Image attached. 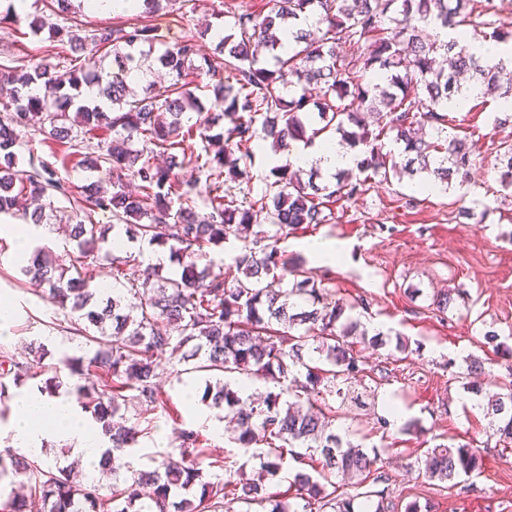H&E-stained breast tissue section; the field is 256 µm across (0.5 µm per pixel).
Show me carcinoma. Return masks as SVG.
<instances>
[{
	"instance_id": "obj_1",
	"label": "carcinoma",
	"mask_w": 512,
	"mask_h": 512,
	"mask_svg": "<svg viewBox=\"0 0 512 512\" xmlns=\"http://www.w3.org/2000/svg\"><path fill=\"white\" fill-rule=\"evenodd\" d=\"M270 14L259 19L240 14L230 33L218 36L219 57L195 64L197 38L206 28L174 41L151 25L104 26L87 33L41 20L38 34L66 42L74 55L87 45L112 49L117 70L102 73L93 59L80 66L51 69L43 65L13 71L3 79L6 96L0 108V216L20 217L42 225L45 209L65 199L78 206L81 220L67 227L77 253L69 265L59 263L45 247L34 250L21 272L48 288L47 299L64 313L71 333L94 344L90 356L61 354L82 411L101 425L112 442L99 467L122 476L107 490L76 481L72 470L42 467L11 447L0 449V477L10 474L29 494L9 495L0 512H224L226 505L268 503L270 512H390L388 488L364 493L378 498L375 508L356 504L359 495L339 494L333 477L342 474L362 485L385 483L379 455L345 440L331 429L336 407L329 400L343 394V385L360 377V347L380 346L366 338L358 320L345 315L355 305L334 298L331 289L288 263L283 243L298 229L324 224L327 205L350 200L366 191L369 179L401 173H426L433 182L467 181L477 155L474 141L448 136V99L462 94L459 77L467 74L490 93L512 101V66L471 53L457 41L424 38V29L439 25L459 29L473 43L505 42L495 21L486 18L478 0H272ZM309 15L316 28L301 29L293 42L280 37L285 22ZM367 52L356 58L343 47L360 41ZM167 43L157 57L174 82L163 91L148 86L139 98L129 82L141 72L144 48ZM95 85L105 105H74L83 88ZM320 95L311 101L305 89ZM212 89L222 111L207 110L196 95ZM73 94L57 100L61 90ZM366 107L354 111V103ZM75 112H69L71 106ZM194 113V123L185 120ZM42 117L44 139L68 145L74 152L96 144L89 168L112 169V183L76 185L58 175L56 162L28 150L15 151L17 128L30 116ZM234 117L224 127V117ZM340 135L365 157L354 170L317 185L300 178L288 165L270 172L273 181L256 194L247 190L238 200L226 193L227 181H250L256 149L275 153L309 143L327 132ZM403 144V160L383 152V139ZM139 148L134 149L132 145ZM169 153V164L152 162L155 151ZM497 181L512 187V143L497 146ZM208 191L198 190L199 175ZM139 182L142 194L126 191L125 181ZM35 205L29 209V205ZM206 212L200 213L198 207ZM266 213L269 228L252 230L257 214ZM116 220L104 224L97 217ZM134 224L140 238L167 245L182 266L180 275L163 277L152 266L142 278L127 281V294L104 295L84 269L109 243L111 231ZM241 242L232 262L216 261L209 252L224 248L230 238ZM208 262L199 265L203 258ZM194 343L187 359L197 371L219 377L205 380L202 401L233 413L237 448L257 462L252 476L226 468L211 458L199 431L182 428L180 460H166L152 470L127 468L120 474L118 453L138 444L141 419L167 399L157 379L171 356ZM318 354L322 365L303 361L302 351ZM47 353L34 340L32 360L0 351V377H38ZM306 369L301 375L300 368ZM226 374L259 378L274 390L261 398H243L224 380ZM133 390L138 416H127L125 392ZM488 438L512 446V386L485 393ZM306 462L289 488L270 493L266 482L278 477L286 460ZM481 448L471 443L439 445L425 458L409 463L428 481L448 482L479 469ZM222 471L216 482L205 480L204 467ZM150 490V502L142 501ZM302 501L295 508L290 499Z\"/></svg>"
}]
</instances>
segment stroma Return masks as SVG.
Segmentation results:
<instances>
[{"label": "stroma", "instance_id": "35a3bbf8", "mask_svg": "<svg viewBox=\"0 0 512 512\" xmlns=\"http://www.w3.org/2000/svg\"><path fill=\"white\" fill-rule=\"evenodd\" d=\"M56 9L55 0H32L25 17L0 21V73L23 64L52 68L69 57L68 47L47 34L31 33L34 18L58 22ZM269 10V0H185L182 7L166 2L150 14H98L80 7L67 18L86 30L150 23L170 40L192 30L200 35V56L209 58L215 41L205 27L224 30L233 14L261 17ZM499 115L495 98L480 95L470 98L461 114L457 134L474 129L481 134L479 160L466 185L427 194L419 190L418 177L387 182L377 177L368 181L364 194L331 204L327 223L297 230L285 245L289 263L301 265L344 302L360 301L353 317L368 334L384 335V346L361 352L364 382L375 389V397L361 408L342 407L334 429L380 455L391 499L400 508L419 498L434 502L435 512H512L510 450L485 449L479 470L459 477L449 489L428 484L408 468L429 448L481 438L488 419L482 406L469 403L467 357L491 359L480 378L484 390L512 384V188L501 187L493 169L498 142L512 139V122L498 124ZM21 137L39 154L56 156L59 173L75 184L112 179L108 168L86 169L67 147L32 138L26 129ZM313 238L340 243L343 254L336 265L320 264L301 249V242ZM15 247L13 236L0 239V294H10L17 309L9 336L0 338V350L22 357L32 340L45 341L44 365L50 368L61 352L76 353L78 346L55 326L57 307L38 298L21 274ZM446 292L454 301L447 310H438L433 300ZM489 330L498 332L497 341L486 339ZM400 339L407 344L405 357L390 360ZM190 380L200 386L204 376L184 373L176 360L165 366L160 385L175 409L156 408L150 433L124 456L130 466L149 470L163 457L178 456L180 422L202 434L210 455L243 463L231 429L218 436L200 420L207 411L223 418V410L208 409L197 398L185 401L184 384ZM388 396L399 402L406 420L417 422V430H402L397 423L380 429L378 417L390 414L384 403Z\"/></svg>", "mask_w": 512, "mask_h": 512}]
</instances>
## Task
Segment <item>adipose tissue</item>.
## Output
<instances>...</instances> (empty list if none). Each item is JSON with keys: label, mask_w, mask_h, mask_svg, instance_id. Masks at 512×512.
Masks as SVG:
<instances>
[{"label": "adipose tissue", "mask_w": 512, "mask_h": 512, "mask_svg": "<svg viewBox=\"0 0 512 512\" xmlns=\"http://www.w3.org/2000/svg\"><path fill=\"white\" fill-rule=\"evenodd\" d=\"M358 157L333 139H318L311 145L295 144L286 154H268V166L286 163L295 166H314L326 175L356 166ZM66 441L73 452L91 462L100 458L107 439L98 425L80 418L69 395L48 398L35 392H25L14 400V414L8 436L14 447L27 454L39 452L49 435Z\"/></svg>", "instance_id": "ef3b65f1"}]
</instances>
